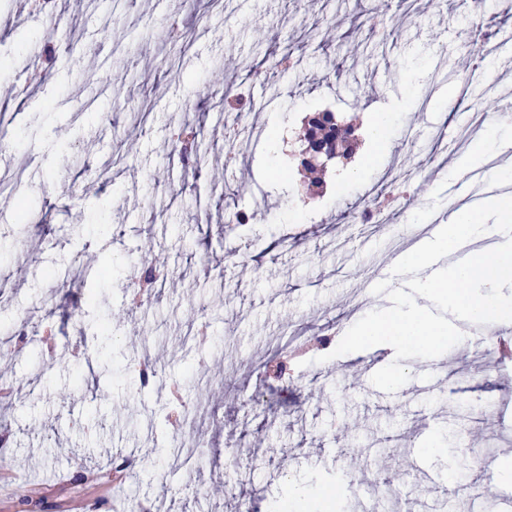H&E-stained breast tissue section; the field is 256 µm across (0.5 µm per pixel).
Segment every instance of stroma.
<instances>
[{
  "label": "stroma",
  "mask_w": 512,
  "mask_h": 512,
  "mask_svg": "<svg viewBox=\"0 0 512 512\" xmlns=\"http://www.w3.org/2000/svg\"><path fill=\"white\" fill-rule=\"evenodd\" d=\"M1 43L20 79L0 93V182L31 213L19 223L0 194V333L24 336L0 359V512H313L327 490L383 486L381 512H485L484 481L512 512V361L468 335L399 370L351 336L412 229L469 195L444 183L464 155L451 135L512 83L505 0H0ZM489 62L494 81L468 82ZM230 87L271 133L232 158ZM314 103L388 117L385 141L323 171L320 198L288 163ZM186 123L196 179L179 162ZM388 169L407 200L358 223ZM148 251L170 281L136 305ZM75 276L88 301L60 297ZM278 358L291 379L269 374ZM146 359L158 378L143 388ZM438 435L474 465L440 488Z\"/></svg>",
  "instance_id": "1"
}]
</instances>
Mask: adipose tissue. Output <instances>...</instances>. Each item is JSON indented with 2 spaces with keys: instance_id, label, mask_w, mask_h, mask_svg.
<instances>
[{
  "instance_id": "ef3b65f1",
  "label": "adipose tissue",
  "mask_w": 512,
  "mask_h": 512,
  "mask_svg": "<svg viewBox=\"0 0 512 512\" xmlns=\"http://www.w3.org/2000/svg\"><path fill=\"white\" fill-rule=\"evenodd\" d=\"M482 240L488 248H479ZM450 251L457 260L426 275L429 259ZM404 271L405 279L392 286L394 307L370 308L356 341L404 361L412 341L430 351L465 335L471 324L512 320V307L499 298L503 289L512 290V196H490L481 209L458 210L453 224L409 252Z\"/></svg>"
}]
</instances>
